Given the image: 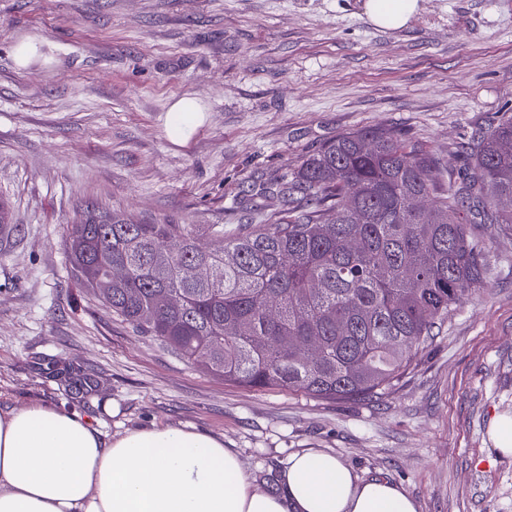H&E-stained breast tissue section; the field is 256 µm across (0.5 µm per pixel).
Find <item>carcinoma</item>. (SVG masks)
I'll return each mask as SVG.
<instances>
[{
	"mask_svg": "<svg viewBox=\"0 0 512 512\" xmlns=\"http://www.w3.org/2000/svg\"><path fill=\"white\" fill-rule=\"evenodd\" d=\"M512 113L464 146L459 180L391 129L345 132L269 182L273 224H139L92 206L70 225L71 272L140 333L238 386L322 399L384 393L468 291L488 278L465 209L512 225ZM427 197L424 209L413 200ZM208 269L199 277L196 270Z\"/></svg>",
	"mask_w": 512,
	"mask_h": 512,
	"instance_id": "1",
	"label": "carcinoma"
}]
</instances>
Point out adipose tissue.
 I'll return each mask as SVG.
<instances>
[{
    "instance_id": "1",
    "label": "adipose tissue",
    "mask_w": 512,
    "mask_h": 512,
    "mask_svg": "<svg viewBox=\"0 0 512 512\" xmlns=\"http://www.w3.org/2000/svg\"><path fill=\"white\" fill-rule=\"evenodd\" d=\"M418 0H365L376 27H406ZM0 512H418L395 482L359 477L335 454L292 455L260 489L223 440L183 427L106 437L50 404L0 411Z\"/></svg>"
}]
</instances>
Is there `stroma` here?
Instances as JSON below:
<instances>
[{"label":"stroma","instance_id":"35a3bbf8","mask_svg":"<svg viewBox=\"0 0 512 512\" xmlns=\"http://www.w3.org/2000/svg\"><path fill=\"white\" fill-rule=\"evenodd\" d=\"M402 29L364 0H0V408L48 403L107 435L194 429L267 490L297 452L400 484L419 512H512V228L474 223L491 276L378 397L240 387L136 333L71 274L87 207L144 224H270L263 182L337 135L391 128L455 181L512 108V0H419ZM35 40L20 66L23 38ZM196 98L185 137L171 105ZM490 434L494 448L503 456H512V418L498 416L491 424Z\"/></svg>","mask_w":512,"mask_h":512}]
</instances>
